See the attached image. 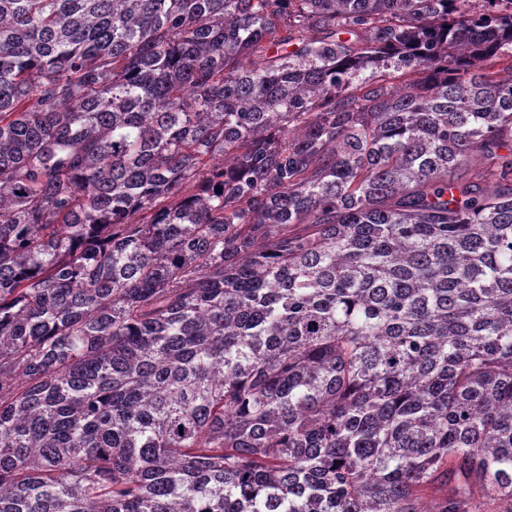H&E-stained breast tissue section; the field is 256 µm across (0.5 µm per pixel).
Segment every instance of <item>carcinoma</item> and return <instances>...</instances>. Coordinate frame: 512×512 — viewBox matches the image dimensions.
<instances>
[{"label": "carcinoma", "instance_id": "obj_1", "mask_svg": "<svg viewBox=\"0 0 512 512\" xmlns=\"http://www.w3.org/2000/svg\"><path fill=\"white\" fill-rule=\"evenodd\" d=\"M433 491L512 512V0H0V512Z\"/></svg>", "mask_w": 512, "mask_h": 512}]
</instances>
